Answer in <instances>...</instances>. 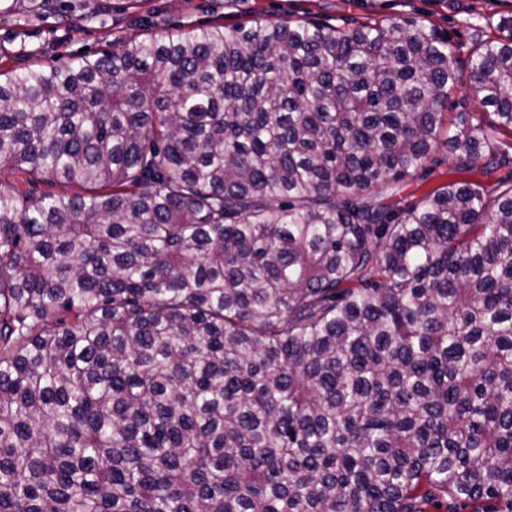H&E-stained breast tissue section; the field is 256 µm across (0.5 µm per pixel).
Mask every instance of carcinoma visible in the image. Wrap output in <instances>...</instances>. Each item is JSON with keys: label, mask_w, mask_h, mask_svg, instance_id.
Listing matches in <instances>:
<instances>
[{"label": "carcinoma", "mask_w": 512, "mask_h": 512, "mask_svg": "<svg viewBox=\"0 0 512 512\" xmlns=\"http://www.w3.org/2000/svg\"><path fill=\"white\" fill-rule=\"evenodd\" d=\"M69 31L109 0H13ZM251 20L0 72V512H512V17ZM60 186L52 192L41 186ZM461 85L448 102L449 118L455 119L459 112H469V120L476 124L482 119V114L477 104L472 100V93L469 90L468 73L464 72ZM452 165L451 160H446L445 163L434 168L427 175L407 178L404 183L402 196L404 198L412 197L415 199L439 188L452 178H458L456 175H448Z\"/></svg>", "instance_id": "carcinoma-1"}]
</instances>
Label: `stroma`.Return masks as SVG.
Masks as SVG:
<instances>
[{
	"instance_id": "stroma-1",
	"label": "stroma",
	"mask_w": 512,
	"mask_h": 512,
	"mask_svg": "<svg viewBox=\"0 0 512 512\" xmlns=\"http://www.w3.org/2000/svg\"><path fill=\"white\" fill-rule=\"evenodd\" d=\"M512 15V0H112V23L75 21L70 37L56 42L53 22L23 25L17 13H0V42L25 43L40 50L41 63L56 56H77L111 46L118 37L159 35L184 26L199 27L218 21L236 24L248 20L276 21L307 17L334 25L382 19L396 23L416 18L445 33L460 60H467L473 39L487 16Z\"/></svg>"
}]
</instances>
